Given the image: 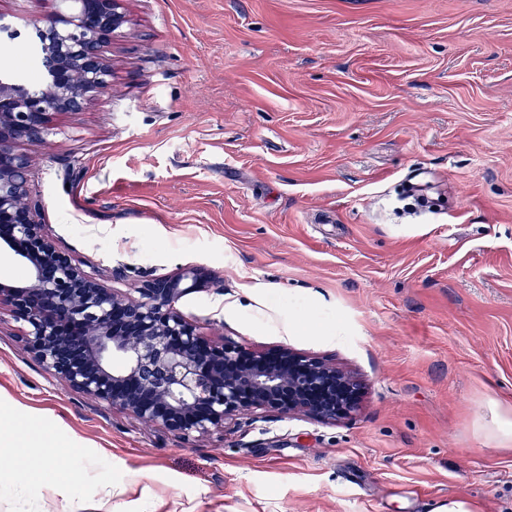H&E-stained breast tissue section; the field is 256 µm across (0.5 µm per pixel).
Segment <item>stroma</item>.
I'll list each match as a JSON object with an SVG mask.
<instances>
[{
	"label": "stroma",
	"instance_id": "35a3bbf8",
	"mask_svg": "<svg viewBox=\"0 0 512 512\" xmlns=\"http://www.w3.org/2000/svg\"><path fill=\"white\" fill-rule=\"evenodd\" d=\"M123 5L111 91L17 144L46 231L114 288L204 268L179 302L203 335L333 357L362 405L185 441L67 391L5 313L13 468H84L80 512H431L456 495L512 512V451L489 427L512 409V0ZM57 8L0 0L23 31ZM11 479L0 512H65L69 475L27 495Z\"/></svg>",
	"mask_w": 512,
	"mask_h": 512
}]
</instances>
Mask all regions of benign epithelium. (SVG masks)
<instances>
[{
    "label": "benign epithelium",
    "instance_id": "benign-epithelium-1",
    "mask_svg": "<svg viewBox=\"0 0 512 512\" xmlns=\"http://www.w3.org/2000/svg\"><path fill=\"white\" fill-rule=\"evenodd\" d=\"M56 2L64 10L33 26L44 48L39 85L0 78V251L26 271L23 282L0 279V311L22 323L24 350L68 389L183 439L223 433L243 415L334 423L357 412L362 383L332 360L203 336L178 303L205 286V271L124 292L46 232L28 190L31 160L17 143L43 140L55 116L110 89L101 48L130 25L123 0Z\"/></svg>",
    "mask_w": 512,
    "mask_h": 512
}]
</instances>
